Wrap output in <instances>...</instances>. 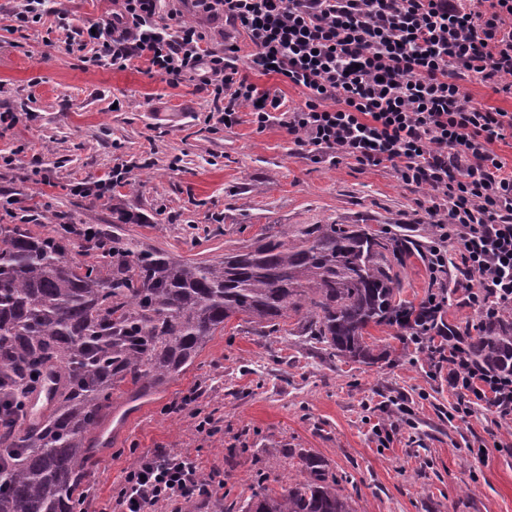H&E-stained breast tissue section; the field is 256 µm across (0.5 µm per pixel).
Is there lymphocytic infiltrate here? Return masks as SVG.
I'll use <instances>...</instances> for the list:
<instances>
[{"mask_svg": "<svg viewBox=\"0 0 512 512\" xmlns=\"http://www.w3.org/2000/svg\"><path fill=\"white\" fill-rule=\"evenodd\" d=\"M222 17L252 47V69L300 89L283 102L238 65L234 39L210 46L181 13L158 17L159 0H119L94 26L75 28L77 50L117 68L143 59L179 86L193 77L224 125L248 107L258 129L279 121L297 152L367 169L390 165L401 182L426 191L434 229L429 269L437 292L426 313L448 302L449 268L480 317L512 306V167L495 150L512 137V112L476 101L460 78L512 95V0H194ZM427 350L448 366L456 413L480 406L512 420V374L474 365L461 345ZM193 455L158 450L127 471L113 512H151L208 499L223 485Z\"/></svg>", "mask_w": 512, "mask_h": 512, "instance_id": "lymphocytic-infiltrate-1", "label": "lymphocytic infiltrate"}]
</instances>
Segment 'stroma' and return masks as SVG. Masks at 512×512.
I'll list each match as a JSON object with an SVG mask.
<instances>
[{
    "label": "stroma",
    "mask_w": 512,
    "mask_h": 512,
    "mask_svg": "<svg viewBox=\"0 0 512 512\" xmlns=\"http://www.w3.org/2000/svg\"><path fill=\"white\" fill-rule=\"evenodd\" d=\"M21 0H0V224L48 231L61 224L111 229L112 213L140 216L127 236L189 259H212L265 228L368 224L422 237V191L388 167L360 169L297 155L278 124L257 131L248 109L224 126L194 81L168 85L140 62L117 69L71 52L76 25L108 17L113 0H50L49 14L14 30ZM129 168L108 199L78 187ZM268 336L231 320L194 365L150 399L124 406L126 422L83 483L84 512H102L144 453L191 449L222 487L183 512H237L258 481L283 473L289 450H306L335 474L354 512H512V421L482 408L449 420L456 401L430 354L372 329L387 356L373 366L325 359L315 344ZM211 419V431L200 430ZM387 426L381 443L375 425Z\"/></svg>",
    "instance_id": "35a3bbf8"
}]
</instances>
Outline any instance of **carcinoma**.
Here are the masks:
<instances>
[{"label":"carcinoma","mask_w":512,"mask_h":512,"mask_svg":"<svg viewBox=\"0 0 512 512\" xmlns=\"http://www.w3.org/2000/svg\"><path fill=\"white\" fill-rule=\"evenodd\" d=\"M94 236L107 250L86 248L81 262L56 230L0 224V512H77L75 493L108 444L112 396H153L234 318L276 333L292 312L328 358L364 364L381 356L367 342L374 327L402 341L457 335L441 317L423 328L421 307L401 298L416 240L368 224H301L291 239L268 233L203 260ZM462 345L484 369L511 373L512 314L482 321ZM35 373L52 386L32 417ZM292 468L240 512H354L316 456L302 452Z\"/></svg>","instance_id":"1"}]
</instances>
